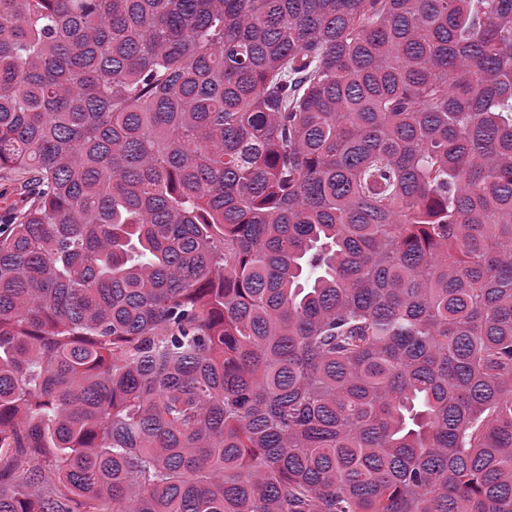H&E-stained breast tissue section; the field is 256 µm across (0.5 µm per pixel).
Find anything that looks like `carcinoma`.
<instances>
[{
  "mask_svg": "<svg viewBox=\"0 0 512 512\" xmlns=\"http://www.w3.org/2000/svg\"><path fill=\"white\" fill-rule=\"evenodd\" d=\"M0 512H512V0H0Z\"/></svg>",
  "mask_w": 512,
  "mask_h": 512,
  "instance_id": "1",
  "label": "carcinoma"
}]
</instances>
